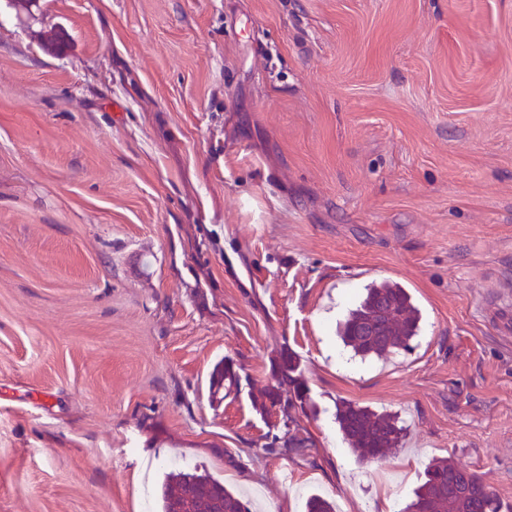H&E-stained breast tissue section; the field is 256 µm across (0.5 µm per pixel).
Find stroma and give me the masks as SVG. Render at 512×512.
<instances>
[{"mask_svg": "<svg viewBox=\"0 0 512 512\" xmlns=\"http://www.w3.org/2000/svg\"><path fill=\"white\" fill-rule=\"evenodd\" d=\"M387 278L413 349L355 356ZM511 285L512 0H0V512H157L194 466L252 512H401L445 457L512 512ZM284 345L306 458L210 396ZM340 400L401 448L357 461ZM364 291L337 328L343 344L363 358L409 350L418 335L421 314L407 288L384 280L367 285ZM239 368L229 357H225L219 361L211 372V383L214 393L217 390H225L226 392H234L237 394L242 389V377Z\"/></svg>", "mask_w": 512, "mask_h": 512, "instance_id": "stroma-1", "label": "stroma"}]
</instances>
